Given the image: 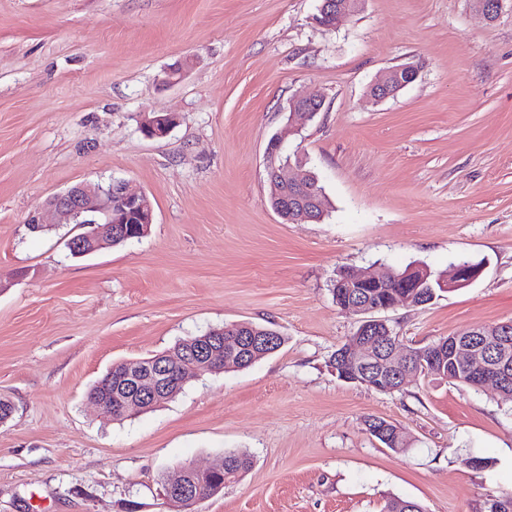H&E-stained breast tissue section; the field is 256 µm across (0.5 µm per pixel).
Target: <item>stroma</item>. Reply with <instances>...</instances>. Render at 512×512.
<instances>
[{
	"instance_id": "35a3bbf8",
	"label": "stroma",
	"mask_w": 512,
	"mask_h": 512,
	"mask_svg": "<svg viewBox=\"0 0 512 512\" xmlns=\"http://www.w3.org/2000/svg\"><path fill=\"white\" fill-rule=\"evenodd\" d=\"M321 0H0V512H172L161 480L226 451L239 481L197 512H481L512 492V402L436 375L384 393L338 380L361 315L336 306L341 269L484 271L384 317L407 347L512 320V0H363L336 27ZM188 60L170 84L164 71ZM414 82L374 101L383 71ZM324 106L284 153L318 172L331 208H271L266 147L291 100ZM178 125L149 138L147 117ZM124 179L154 221L73 258L82 228L27 226L54 195ZM285 338L240 370L190 379L171 401L103 419L89 392L115 364L227 324ZM402 427L394 452L366 417ZM490 458L487 468L468 456Z\"/></svg>"
}]
</instances>
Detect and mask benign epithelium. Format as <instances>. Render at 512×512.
I'll return each mask as SVG.
<instances>
[{
	"label": "benign epithelium",
	"instance_id": "1",
	"mask_svg": "<svg viewBox=\"0 0 512 512\" xmlns=\"http://www.w3.org/2000/svg\"><path fill=\"white\" fill-rule=\"evenodd\" d=\"M359 5L360 0H322L320 13L326 20V26L332 27L342 17L356 11ZM416 77L417 69L410 64L390 69L371 84L369 95L376 101L393 97L414 82ZM322 108L323 100L318 96L294 98L288 117V132L302 128ZM177 122L178 118L174 114L152 116L145 120L143 132L149 138H164ZM280 149L281 138L276 136L270 140L266 151L271 196L280 201L274 210L285 221H310L313 219V212L322 208L318 181L315 176L302 169L297 176L286 177L285 171L292 164H277ZM114 197L123 203V212L119 215L112 210ZM47 207L53 213L56 223L82 224L86 228L85 232L68 240L69 250L77 257L89 255L103 245L112 243L114 224L149 225L153 222V206L149 197L125 180L113 179L94 188L77 184L52 197L47 202ZM480 273L479 268L474 270L469 264H461L453 267L450 277L441 279L440 284L443 288L463 287L474 281ZM392 279V274L351 272L336 284V287L342 289L341 308L364 315L355 337L343 346L340 363L332 364V371L344 382H362L376 390L392 392L418 375V370L409 369L415 354L403 349L399 339L392 336L387 324L374 317L376 312L394 307V299L380 303L363 292L365 288H385ZM236 328L238 325L233 324L224 329L222 336L199 341L188 340L186 347L175 359L160 355L148 361L122 364L120 386L114 396V412L127 413L138 409L145 402L160 403L167 399L171 388V366L183 365L186 355L190 353L193 354L194 374L205 371L221 372L224 367L232 364L233 358L224 356V348L230 345L246 343L254 354H267L269 336L253 335L244 339L236 332ZM478 335L480 332L471 330L442 339L429 349L428 358L441 367L461 365L470 375L480 379L481 385L498 388L502 370L489 364L484 354L471 341V337ZM215 471V466L203 469L179 468L177 476L164 480L165 500L189 510L196 503L216 495L217 488H203L205 478Z\"/></svg>",
	"mask_w": 512,
	"mask_h": 512
}]
</instances>
